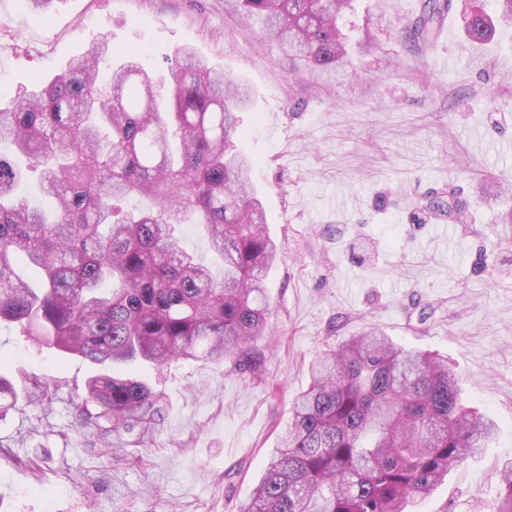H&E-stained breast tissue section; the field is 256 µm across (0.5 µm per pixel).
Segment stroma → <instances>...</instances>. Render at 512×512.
I'll use <instances>...</instances> for the list:
<instances>
[{"mask_svg": "<svg viewBox=\"0 0 512 512\" xmlns=\"http://www.w3.org/2000/svg\"><path fill=\"white\" fill-rule=\"evenodd\" d=\"M464 1L426 38L413 32L424 0H354L350 62L329 82L232 0H0V103L101 37L156 74L188 45L246 81L235 143L281 251L261 374L139 366L163 403L145 436L104 444L79 417L88 364L1 324L0 375L52 391L0 410V512H241L311 365L371 327L447 356L466 403L499 424L413 512H490L512 458V31L467 41ZM439 198L463 213L432 207Z\"/></svg>", "mask_w": 512, "mask_h": 512, "instance_id": "35a3bbf8", "label": "stroma"}]
</instances>
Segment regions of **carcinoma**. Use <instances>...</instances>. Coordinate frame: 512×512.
Wrapping results in <instances>:
<instances>
[{"mask_svg": "<svg viewBox=\"0 0 512 512\" xmlns=\"http://www.w3.org/2000/svg\"><path fill=\"white\" fill-rule=\"evenodd\" d=\"M351 2L235 0L280 49L329 74L349 62ZM493 29L476 12L466 35ZM251 101L190 48L154 76L103 39L0 106V322L97 370L82 415L104 437L147 435L161 413L137 364L261 371L252 349L270 335L278 248L234 143ZM31 173L46 207L21 193ZM183 224L202 227L220 273L183 246ZM497 430L464 404L448 358L371 329L312 368L242 512H410ZM501 486L494 512H512V459Z\"/></svg>", "mask_w": 512, "mask_h": 512, "instance_id": "cac0c4a2", "label": "carcinoma"}]
</instances>
